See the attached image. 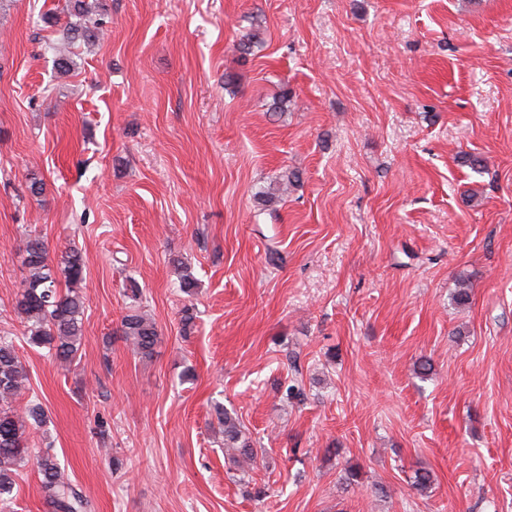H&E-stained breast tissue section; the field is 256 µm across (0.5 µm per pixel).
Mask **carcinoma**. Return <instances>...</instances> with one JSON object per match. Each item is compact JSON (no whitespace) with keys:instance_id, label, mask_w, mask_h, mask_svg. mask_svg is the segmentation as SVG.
Wrapping results in <instances>:
<instances>
[{"instance_id":"1","label":"carcinoma","mask_w":512,"mask_h":512,"mask_svg":"<svg viewBox=\"0 0 512 512\" xmlns=\"http://www.w3.org/2000/svg\"><path fill=\"white\" fill-rule=\"evenodd\" d=\"M67 14L76 21L68 23L62 39L53 46L63 72L74 65L71 44L77 40L93 43L103 35L101 20L94 18L96 5L69 0ZM22 252L27 276L15 310L25 323L26 341L47 349L58 366L67 367L76 358L84 336L86 305L80 291L86 270L84 256L71 248L53 258L44 239L32 233L23 240ZM62 280L67 287L64 294L59 291ZM120 331L130 350L143 357L153 354L160 338L156 322L137 308L123 316ZM27 383L13 337L0 335V505L13 500L18 468L28 462L40 477L46 512H85L84 500L66 482L65 470L51 449L31 451L30 430L41 427L46 416L39 402L20 404ZM215 413L224 428V447L234 451V462L248 473L259 464L257 451L236 416L220 406Z\"/></svg>"}]
</instances>
